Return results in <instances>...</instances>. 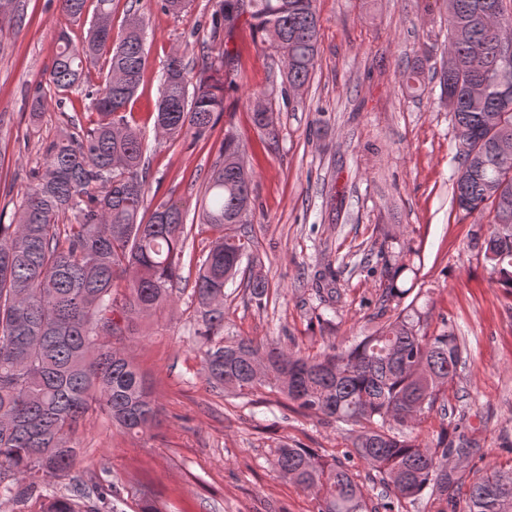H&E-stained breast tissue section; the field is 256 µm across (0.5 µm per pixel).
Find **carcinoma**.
Segmentation results:
<instances>
[{
  "instance_id": "obj_1",
  "label": "carcinoma",
  "mask_w": 512,
  "mask_h": 512,
  "mask_svg": "<svg viewBox=\"0 0 512 512\" xmlns=\"http://www.w3.org/2000/svg\"><path fill=\"white\" fill-rule=\"evenodd\" d=\"M88 0H60L77 20ZM448 59L440 74L441 98L452 113L458 142L453 204L472 214L489 207L493 219L481 243L484 260L500 284L512 288V160L499 159L512 144V55L501 31L512 30L506 0H446ZM245 20L263 47L278 56L288 86L304 88L319 55L316 0H217L214 30ZM145 15L134 13L112 38V0H96L86 39L75 44L58 33L49 82L60 92L80 86L87 66L104 59V84L96 91L97 119L51 141L44 164L23 192L17 222L0 224V496L35 497L41 512H117L124 491L94 486L75 497L43 493L70 475L78 456L76 434L92 408L128 433L143 431L158 406L133 360L120 347L141 318L172 301L189 230L181 208L163 201L145 206L146 171L140 130L125 115L147 64ZM239 54L224 49L195 74L173 49L161 76L155 127L162 138L199 140L225 112L239 88ZM254 126L269 143L278 130L267 109L254 108ZM245 146L224 135L222 158L205 188L201 223L215 240L199 260L193 293L207 381L245 395L268 386L303 415L357 425L354 455L388 479L401 498L424 494L445 503L441 512H512V466L469 483L466 509L448 491L466 483L469 449L448 435L434 446L399 430L418 425L445 406L443 395L458 374L461 349L449 325L428 333L422 315L407 305L374 333L314 358L240 336L224 327V288L241 272L250 239L237 231L250 204L252 175ZM67 215L72 224H61ZM493 256H488V253ZM404 268L387 270L388 301L410 289L396 287ZM125 280L123 299L114 294ZM246 288L256 300L267 291L259 275ZM280 477L317 491V512H394L393 502L369 506L346 463L311 448L282 443L275 450Z\"/></svg>"
}]
</instances>
